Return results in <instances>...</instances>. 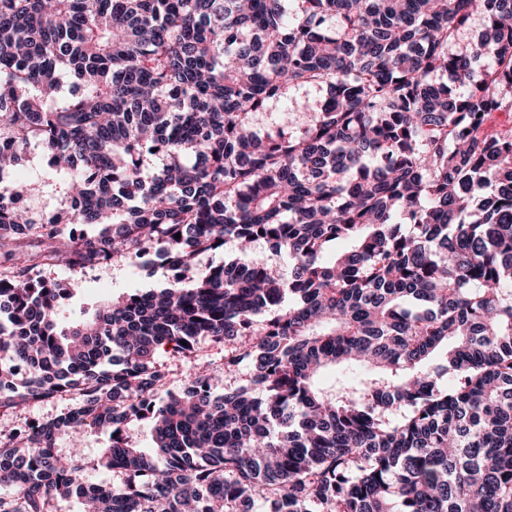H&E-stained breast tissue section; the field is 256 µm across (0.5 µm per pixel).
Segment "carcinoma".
<instances>
[{"label":"carcinoma","mask_w":512,"mask_h":512,"mask_svg":"<svg viewBox=\"0 0 512 512\" xmlns=\"http://www.w3.org/2000/svg\"><path fill=\"white\" fill-rule=\"evenodd\" d=\"M2 140L47 164L0 179V409L75 398L0 434V512H512V0H0ZM259 238L288 277L199 267ZM148 255L177 275L68 323L29 277ZM201 338L222 366L164 391ZM325 96L326 91L318 88H301L293 90L288 94V100L280 99L271 101L265 112H261L256 115V128L262 134L276 131L279 116L286 109L300 111L295 112L296 119L299 124H305L309 119L307 109L317 106Z\"/></svg>","instance_id":"obj_1"}]
</instances>
